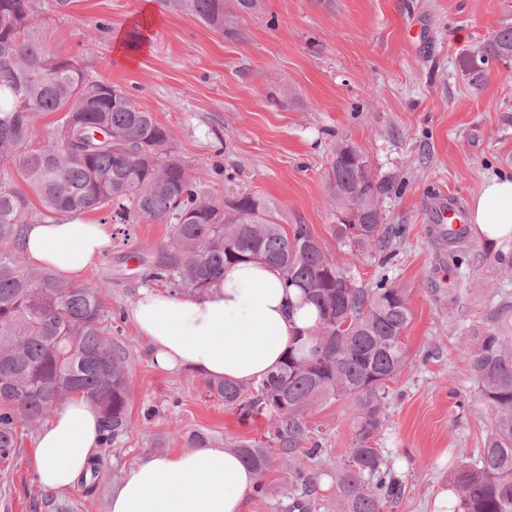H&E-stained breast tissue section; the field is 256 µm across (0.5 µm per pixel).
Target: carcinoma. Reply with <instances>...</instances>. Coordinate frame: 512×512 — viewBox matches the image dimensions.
Masks as SVG:
<instances>
[{
    "instance_id": "carcinoma-1",
    "label": "carcinoma",
    "mask_w": 512,
    "mask_h": 512,
    "mask_svg": "<svg viewBox=\"0 0 512 512\" xmlns=\"http://www.w3.org/2000/svg\"><path fill=\"white\" fill-rule=\"evenodd\" d=\"M162 2L220 34L232 33L224 0ZM35 15L36 0H0V462L16 452L18 427L46 419L75 394L97 407L105 444L119 442L129 426L130 352L110 338L102 285L62 283L52 270L23 263L31 201L8 172L14 167L54 218L104 209L112 223L125 226L127 238L142 221L174 225L150 277L175 292L204 289L227 263L263 259L278 266L304 302L317 307V335L297 343L265 379L211 381L209 392L246 416H269L279 458L307 493L317 474L296 457L305 413L319 403L349 401L363 444L352 449V465L337 479L336 512H383L399 488L365 441L382 426L386 382L410 364L405 294L384 281L359 287L354 262L332 255L308 225L288 231L276 223L268 200L255 194L218 200L200 191L206 172L190 175L171 153L172 130L118 87L90 80L76 58L46 55L49 29ZM511 61L512 20L505 19L480 46L462 52L458 66L477 88L490 64ZM45 113L60 117L33 148L35 123ZM328 180L337 244L357 248L356 259L383 244L387 228L378 199L388 185L342 146ZM350 211L365 223H343ZM464 352L491 407L492 429L477 456L461 454L450 482L454 510L512 512V333L489 327L471 337ZM231 448L259 475L275 465L277 457L256 441H235ZM365 474L375 478L373 486H364Z\"/></svg>"
}]
</instances>
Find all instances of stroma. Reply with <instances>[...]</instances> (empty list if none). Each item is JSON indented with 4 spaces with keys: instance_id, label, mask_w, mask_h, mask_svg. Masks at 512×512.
Masks as SVG:
<instances>
[{
    "instance_id": "35a3bbf8",
    "label": "stroma",
    "mask_w": 512,
    "mask_h": 512,
    "mask_svg": "<svg viewBox=\"0 0 512 512\" xmlns=\"http://www.w3.org/2000/svg\"><path fill=\"white\" fill-rule=\"evenodd\" d=\"M142 0H74L66 13L38 0L37 19L52 37L45 50L78 57L90 79L130 93L174 133L188 172L207 169L201 186L217 198L255 193L283 227L308 225L341 261H352L331 234L328 169L337 146L360 150L372 174L391 185L379 206L389 229L383 248L354 261L361 287L386 281L405 293L412 321L411 364L389 383L385 419L368 442L401 486L384 512H432L461 452L476 455L491 430L460 350L494 323H512V240L465 235L448 245L432 233L428 205L445 195L468 205L483 180L512 174V62L493 63L482 87L462 76L460 53L486 40L512 0H261L221 35L195 16L157 9L160 22L134 64L114 53L112 34ZM169 224L141 222L86 275L103 285L113 340L131 352L130 425L101 448L93 490L57 497L35 478L38 426L19 430L10 465L0 466V512H107L123 470L144 454L186 450V432L227 445L269 440L268 420H242L211 394L206 379L163 371L123 312L151 285L150 263L167 246ZM319 452L311 512H336V477L360 444L344 400L306 417ZM265 497L248 512H291L300 492L275 464Z\"/></svg>"
}]
</instances>
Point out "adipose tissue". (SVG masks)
<instances>
[{
  "label": "adipose tissue",
  "instance_id": "ef3b65f1",
  "mask_svg": "<svg viewBox=\"0 0 512 512\" xmlns=\"http://www.w3.org/2000/svg\"><path fill=\"white\" fill-rule=\"evenodd\" d=\"M469 223L490 242L512 239V178L486 179L473 198ZM112 244L105 224L68 215L27 225L23 252L66 281L81 280ZM127 316L157 365L209 380L251 383L275 370L297 337L317 333L314 306L262 260L226 266L194 293L141 288ZM103 441L96 406L74 395L55 409L34 442L37 479L48 493L73 490ZM259 477L229 448L146 454L124 473L108 512H247Z\"/></svg>",
  "mask_w": 512,
  "mask_h": 512
}]
</instances>
